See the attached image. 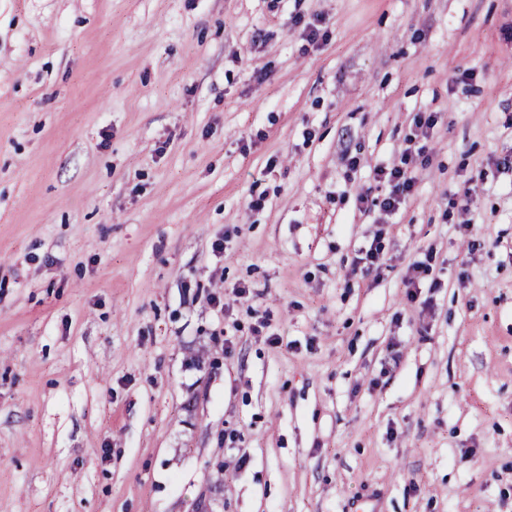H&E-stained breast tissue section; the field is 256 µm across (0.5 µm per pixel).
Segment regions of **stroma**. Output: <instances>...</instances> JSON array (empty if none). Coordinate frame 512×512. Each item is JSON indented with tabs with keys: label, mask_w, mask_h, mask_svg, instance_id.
<instances>
[{
	"label": "stroma",
	"mask_w": 512,
	"mask_h": 512,
	"mask_svg": "<svg viewBox=\"0 0 512 512\" xmlns=\"http://www.w3.org/2000/svg\"><path fill=\"white\" fill-rule=\"evenodd\" d=\"M510 156L512 0H0V512H512ZM373 173L375 181L388 183L391 188L388 195L382 200L381 208L391 214L397 213L412 194L413 177L403 166H393L392 168L377 166ZM383 240V231L379 230L374 235L372 242L367 248L364 247L359 249L358 254L353 260V271L359 269L362 274H369L370 272L377 270L380 267V262L382 259L381 255L385 248Z\"/></svg>",
	"instance_id": "stroma-1"
}]
</instances>
